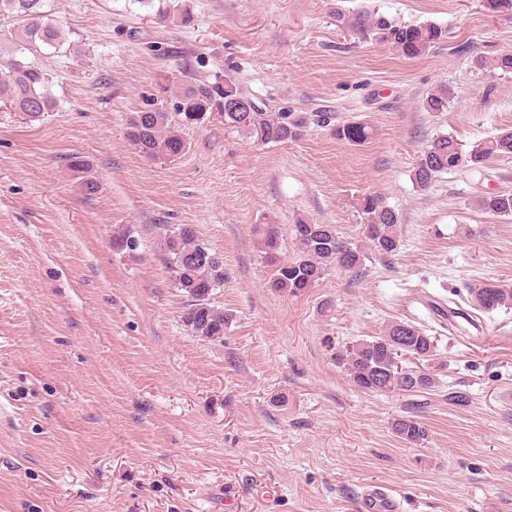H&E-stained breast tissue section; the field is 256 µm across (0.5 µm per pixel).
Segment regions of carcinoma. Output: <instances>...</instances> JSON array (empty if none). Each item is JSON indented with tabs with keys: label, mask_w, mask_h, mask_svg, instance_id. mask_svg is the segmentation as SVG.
Instances as JSON below:
<instances>
[{
	"label": "carcinoma",
	"mask_w": 512,
	"mask_h": 512,
	"mask_svg": "<svg viewBox=\"0 0 512 512\" xmlns=\"http://www.w3.org/2000/svg\"><path fill=\"white\" fill-rule=\"evenodd\" d=\"M159 18L177 26L188 27L193 22L190 6L184 0H162ZM0 16L15 21L8 34L0 36V107L18 113L24 119L38 120L56 108V98L49 89L51 80L47 70L39 64L25 62L17 54L34 57L54 53L67 41V35L50 13L49 0H0ZM355 28L379 42L391 45L405 58H417L429 52L446 37V30L434 23L396 24L384 18L364 15L357 19ZM161 94H170L172 109L152 103L130 113L126 123V140L148 158L174 161L187 149L183 130L206 119L220 120L224 126L246 135L255 143L282 145L301 137L309 118L286 107L274 108L258 100L251 92L228 74L200 78L191 72L183 78L160 86ZM245 95L254 102L247 119L239 120V113L229 110L225 103L232 97ZM454 99V90L441 85L422 102L427 112H446ZM336 137L361 144L371 136L370 127L362 123L347 124L335 130ZM512 155V130H503L477 141L471 149L448 135L434 138L421 153L410 177L413 184L425 191L436 178L459 168L476 169L494 158ZM70 171L81 180L83 192L92 196L100 184L89 175L91 165L82 156H73L68 163ZM486 214L512 217V193H489L478 200ZM362 216L365 238L380 256L393 255L400 246L401 216L384 205L381 197L366 194L357 200ZM261 252L265 262L273 267L271 287L297 295L312 287L329 269L336 267L356 271L362 255L338 235L333 224L294 225V237L299 255L291 261L280 256L277 227L259 224ZM163 258L174 274V284L191 298L184 319L195 336L202 340H222L229 314L215 308L211 302L214 290L224 286V256L202 242L191 224H180L165 232L162 242ZM512 308V285L484 283L468 289L465 306L448 308V322L453 332L478 328L473 314L491 313L501 308ZM437 337L402 321L392 322L385 333L372 340L358 342L345 350L342 365L352 384L365 392L410 395L430 393L438 387L437 375L429 368L405 363L399 371L388 366L392 348L399 343L408 348L413 357L426 361L436 352ZM391 429L396 437L421 445L428 438L425 425L414 416L393 419Z\"/></svg>",
	"instance_id": "cac0c4a2"
}]
</instances>
